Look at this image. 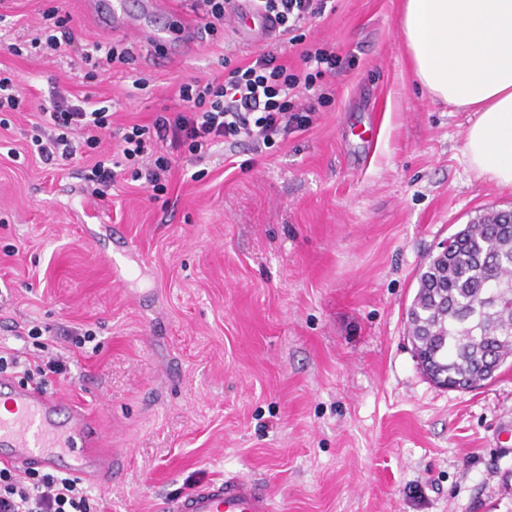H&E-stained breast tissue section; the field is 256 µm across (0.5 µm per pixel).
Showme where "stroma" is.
Segmentation results:
<instances>
[{"mask_svg": "<svg viewBox=\"0 0 512 512\" xmlns=\"http://www.w3.org/2000/svg\"><path fill=\"white\" fill-rule=\"evenodd\" d=\"M85 2L0 6V68L23 99L0 114V342L33 322L64 356L47 391L83 407L112 455L111 477L86 484L102 512H161L235 473L273 512H512V363L472 391L438 387L406 315L438 244L512 208V190L475 176L462 113L420 85L402 0H335L307 23L339 58L307 131L260 153H180L162 192L125 170L100 200L84 190L90 157L50 166L28 148L53 88L111 101L96 150L110 155L124 128L178 108L182 83L258 49L230 26L205 34L181 0H124L138 37L104 34ZM48 10L68 17L71 45L9 51ZM108 38L130 50L124 68L85 60ZM371 115L376 139L353 162ZM109 224L141 263L123 283L104 260Z\"/></svg>", "mask_w": 512, "mask_h": 512, "instance_id": "1", "label": "stroma"}]
</instances>
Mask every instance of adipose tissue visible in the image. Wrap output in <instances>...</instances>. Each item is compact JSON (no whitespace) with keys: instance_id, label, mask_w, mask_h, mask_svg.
I'll return each instance as SVG.
<instances>
[{"instance_id":"1","label":"adipose tissue","mask_w":512,"mask_h":512,"mask_svg":"<svg viewBox=\"0 0 512 512\" xmlns=\"http://www.w3.org/2000/svg\"><path fill=\"white\" fill-rule=\"evenodd\" d=\"M400 33L421 85L467 112L470 170L512 189V0H404Z\"/></svg>"}]
</instances>
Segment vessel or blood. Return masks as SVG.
<instances>
[{"mask_svg":"<svg viewBox=\"0 0 512 512\" xmlns=\"http://www.w3.org/2000/svg\"><path fill=\"white\" fill-rule=\"evenodd\" d=\"M240 40L265 44L273 35L270 21L255 14L249 0H233ZM0 401L9 406L0 415V464L34 466L98 480L112 474V458L97 447V432L77 404L21 385L0 374ZM165 512H273L271 498L252 478L231 475L170 500Z\"/></svg>","mask_w":512,"mask_h":512,"instance_id":"1","label":"vessel or blood"}]
</instances>
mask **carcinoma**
Returning a JSON list of instances; mask_svg holds the SVG:
<instances>
[{
  "mask_svg": "<svg viewBox=\"0 0 512 512\" xmlns=\"http://www.w3.org/2000/svg\"><path fill=\"white\" fill-rule=\"evenodd\" d=\"M452 238L419 269L408 325L430 380L478 388L512 358V223L486 210Z\"/></svg>",
  "mask_w": 512,
  "mask_h": 512,
  "instance_id": "cac0c4a2",
  "label": "carcinoma"
}]
</instances>
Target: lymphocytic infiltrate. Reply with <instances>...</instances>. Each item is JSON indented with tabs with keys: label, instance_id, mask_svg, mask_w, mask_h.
<instances>
[{
	"label": "lymphocytic infiltrate",
	"instance_id": "1",
	"mask_svg": "<svg viewBox=\"0 0 512 512\" xmlns=\"http://www.w3.org/2000/svg\"><path fill=\"white\" fill-rule=\"evenodd\" d=\"M253 2L274 22L275 39L304 44L306 20L324 14L328 0ZM301 60L302 68L295 69L283 62L279 52L268 50L227 69L222 78L180 85V110L161 112L152 125L127 129L116 155L95 162L86 171L85 181L92 184L95 195H104L112 185L114 169L125 165L131 167L134 178L160 192L172 168L171 152L185 148L199 156L205 148L223 143L245 144L258 152L307 130L313 109L301 98L322 90L324 78L335 73L338 58L323 45L305 47ZM110 124L108 107H92L86 99L76 104L57 93L50 106L43 108L40 124L33 127L31 148L44 163L69 161L82 148H96ZM27 336L45 352V359L33 363L24 351L0 346V374L15 375L20 382L43 389L67 373V364L51 354L39 326H31ZM0 512H92V507L80 478L34 467L0 466Z\"/></svg>",
	"mask_w": 512,
	"mask_h": 512
}]
</instances>
